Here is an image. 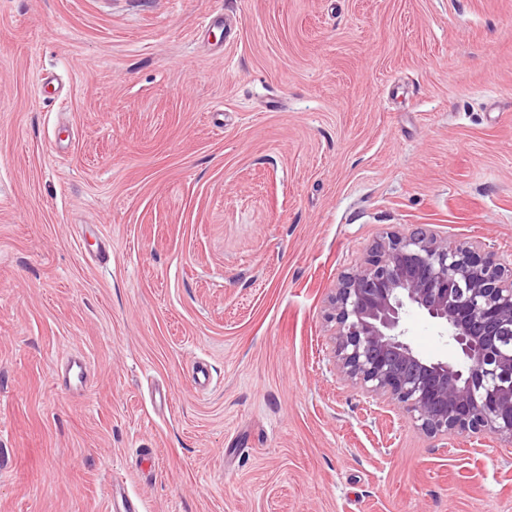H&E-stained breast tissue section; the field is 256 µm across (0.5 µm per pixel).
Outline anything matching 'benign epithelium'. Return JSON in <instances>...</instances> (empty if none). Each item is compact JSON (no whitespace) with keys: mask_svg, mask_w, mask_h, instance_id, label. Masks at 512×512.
Wrapping results in <instances>:
<instances>
[{"mask_svg":"<svg viewBox=\"0 0 512 512\" xmlns=\"http://www.w3.org/2000/svg\"><path fill=\"white\" fill-rule=\"evenodd\" d=\"M424 228L393 232L342 277L332 299L336 375L430 437H493L512 446V268ZM410 309L434 320L458 351L420 356Z\"/></svg>","mask_w":512,"mask_h":512,"instance_id":"7a95c632","label":"benign epithelium"}]
</instances>
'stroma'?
Masks as SVG:
<instances>
[{"label":"stroma","instance_id":"stroma-1","mask_svg":"<svg viewBox=\"0 0 512 512\" xmlns=\"http://www.w3.org/2000/svg\"><path fill=\"white\" fill-rule=\"evenodd\" d=\"M417 226L512 262V0H0V512H512V447L382 433L329 357ZM54 380L65 392L83 391L88 380V363L84 357H71L59 370L54 372ZM110 502L111 512H142L140 502L132 498L123 480H114Z\"/></svg>","mask_w":512,"mask_h":512}]
</instances>
